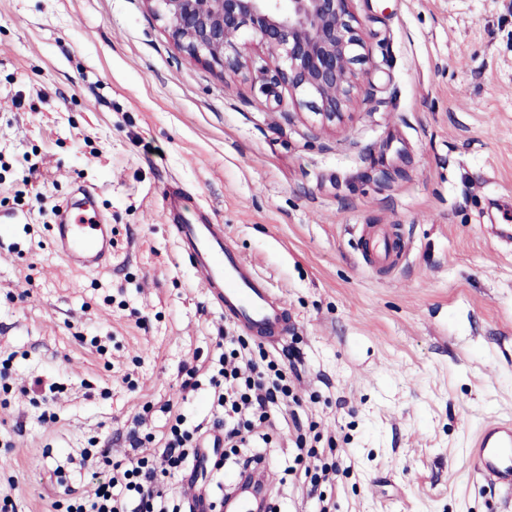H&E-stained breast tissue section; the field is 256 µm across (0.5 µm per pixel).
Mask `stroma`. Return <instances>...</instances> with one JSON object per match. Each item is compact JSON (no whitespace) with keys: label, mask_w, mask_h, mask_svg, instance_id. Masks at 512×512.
Here are the masks:
<instances>
[{"label":"stroma","mask_w":512,"mask_h":512,"mask_svg":"<svg viewBox=\"0 0 512 512\" xmlns=\"http://www.w3.org/2000/svg\"><path fill=\"white\" fill-rule=\"evenodd\" d=\"M353 8L373 66L331 128L190 60L144 0H0V499L67 512L100 468L83 449L158 452L144 437L174 410L210 427L228 324L161 217L176 182L287 303L288 341L265 349L298 372L261 471L276 512L315 510L286 471L301 432L340 464L333 512H512L469 457L512 419V246L486 231L512 224V0ZM86 189L106 269L68 267L49 231ZM365 224L398 227L390 273L364 264Z\"/></svg>","instance_id":"1"}]
</instances>
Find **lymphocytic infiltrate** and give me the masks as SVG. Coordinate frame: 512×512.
<instances>
[{"label":"lymphocytic infiltrate","instance_id":"lymphocytic-infiltrate-1","mask_svg":"<svg viewBox=\"0 0 512 512\" xmlns=\"http://www.w3.org/2000/svg\"><path fill=\"white\" fill-rule=\"evenodd\" d=\"M223 346L209 379L214 391L212 428L223 435L225 445L224 452H212L208 458L215 470L223 469L232 455L242 467L263 462L261 445L268 440L267 428L297 401L286 365L247 359V343L240 336L225 337ZM202 438L201 427H187L183 414H173L158 455L126 462L105 460L106 473L93 498H75L68 512H182L165 479L189 472Z\"/></svg>","mask_w":512,"mask_h":512}]
</instances>
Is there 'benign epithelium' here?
Returning a JSON list of instances; mask_svg holds the SVG:
<instances>
[{
    "mask_svg": "<svg viewBox=\"0 0 512 512\" xmlns=\"http://www.w3.org/2000/svg\"><path fill=\"white\" fill-rule=\"evenodd\" d=\"M190 59L232 73L253 69L281 85L324 124L350 116L353 89L367 63L354 26L353 0H144ZM268 52L257 67L246 50Z\"/></svg>",
    "mask_w": 512,
    "mask_h": 512,
    "instance_id": "7a95c632",
    "label": "benign epithelium"
}]
</instances>
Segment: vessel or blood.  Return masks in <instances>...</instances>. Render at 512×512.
<instances>
[{
	"label": "vessel or blood",
	"mask_w": 512,
	"mask_h": 512,
	"mask_svg": "<svg viewBox=\"0 0 512 512\" xmlns=\"http://www.w3.org/2000/svg\"><path fill=\"white\" fill-rule=\"evenodd\" d=\"M192 205L185 194L172 191L165 198L164 213L183 258L196 273L198 287L245 335L273 347L281 344L288 333V309L281 295L232 247L223 225L185 219L184 213ZM51 231L69 266L100 269L110 263L112 227L102 222L95 204L73 216L61 213ZM360 244L365 261L382 271L393 269L404 251L402 240L385 225L362 228ZM470 457L486 482L512 494V422L482 426L472 442Z\"/></svg>",
	"instance_id": "b4317fda"
}]
</instances>
